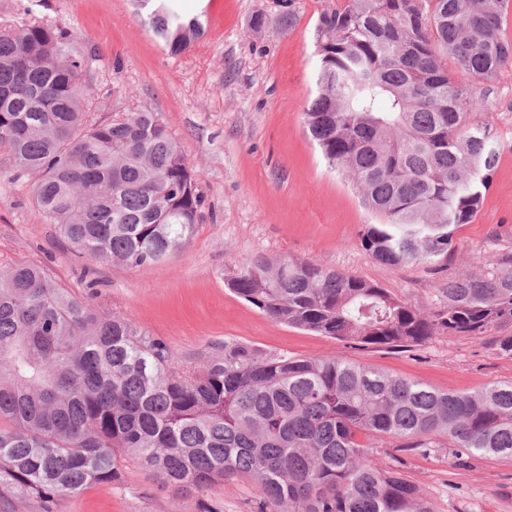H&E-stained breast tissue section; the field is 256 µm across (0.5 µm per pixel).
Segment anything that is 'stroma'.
Wrapping results in <instances>:
<instances>
[{
    "label": "stroma",
    "mask_w": 512,
    "mask_h": 512,
    "mask_svg": "<svg viewBox=\"0 0 512 512\" xmlns=\"http://www.w3.org/2000/svg\"><path fill=\"white\" fill-rule=\"evenodd\" d=\"M343 0H178L204 30L171 55L137 16L132 0H0V22L40 21L64 30L89 60L84 75L96 118L158 113L197 171L204 220L186 250L149 268L95 261L47 224L30 178L0 176V272L45 267L58 284L103 314L132 319L166 342L178 360L211 357L233 339L297 358L340 355L430 387L471 392L512 380V357L493 345L512 326L480 335L445 334L411 349L350 347L270 320L231 292L226 279L254 257L312 261L385 288L432 313L449 279L480 272L512 253V68L471 84L481 101L472 122L490 127L498 162L481 207L459 225L447 256L392 268L361 245L380 218L344 174L330 169L308 137L305 111L316 95L317 24ZM292 11L290 24L281 16ZM264 13L261 31L249 27ZM383 467L400 469L428 492L434 512H512V460L460 458L451 448L422 453L375 441ZM259 490L236 477L203 492H176L136 463L119 486L61 498L56 512H258Z\"/></svg>",
    "instance_id": "stroma-1"
}]
</instances>
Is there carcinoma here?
<instances>
[{"instance_id": "1", "label": "carcinoma", "mask_w": 512, "mask_h": 512, "mask_svg": "<svg viewBox=\"0 0 512 512\" xmlns=\"http://www.w3.org/2000/svg\"><path fill=\"white\" fill-rule=\"evenodd\" d=\"M176 0H138L173 55L201 34ZM509 0H345L319 16L318 93L306 123L328 165L382 222L362 247L399 267L448 253L481 207L498 149L466 125L473 81L512 65ZM460 65L448 72V58ZM86 58L40 22L0 24V174L72 248L148 268L185 249L202 218L198 174L155 112L90 116ZM227 286L269 319L353 346L413 348L512 325V254L448 280L426 314L311 261L263 255ZM367 438L512 459V381L440 391L339 356L270 355L226 340L184 365L136 322L94 312L42 267L0 273V499L58 500L119 485L136 461L178 491L236 476L259 512H433L424 491L371 456Z\"/></svg>"}]
</instances>
